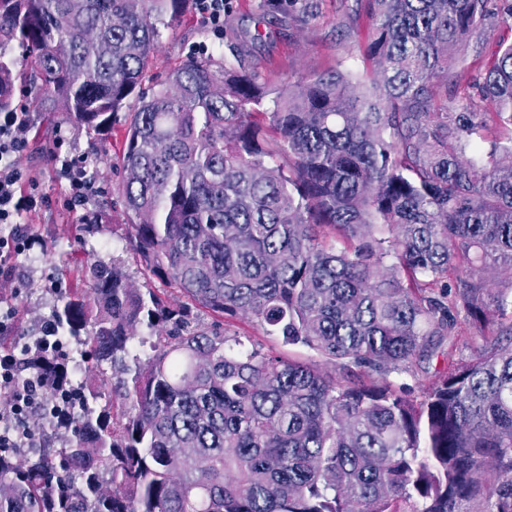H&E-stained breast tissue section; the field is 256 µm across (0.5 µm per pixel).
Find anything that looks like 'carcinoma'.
Listing matches in <instances>:
<instances>
[{
	"mask_svg": "<svg viewBox=\"0 0 512 512\" xmlns=\"http://www.w3.org/2000/svg\"><path fill=\"white\" fill-rule=\"evenodd\" d=\"M185 2L0 0V109L15 42L45 111L108 126ZM358 2L370 91L339 70L283 91L211 54L139 97L128 245L190 304L86 266L56 323L112 377L76 391L66 447L0 452V512H512V42L448 106L463 47L512 0ZM461 313L497 335L418 396L394 384ZM226 323L230 329L239 332L241 336H247L252 343L261 346L266 352H273L285 356L290 355L292 357L307 354L305 350L288 349V347L283 346L274 336H265L263 331L260 328H256L244 314L228 317Z\"/></svg>",
	"mask_w": 512,
	"mask_h": 512,
	"instance_id": "cac0c4a2",
	"label": "carcinoma"
}]
</instances>
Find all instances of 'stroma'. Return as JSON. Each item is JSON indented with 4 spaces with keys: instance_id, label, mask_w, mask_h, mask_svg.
Wrapping results in <instances>:
<instances>
[{
    "instance_id": "obj_1",
    "label": "stroma",
    "mask_w": 512,
    "mask_h": 512,
    "mask_svg": "<svg viewBox=\"0 0 512 512\" xmlns=\"http://www.w3.org/2000/svg\"><path fill=\"white\" fill-rule=\"evenodd\" d=\"M262 2L229 0V21L218 32L210 30L193 8H185L178 20L161 30L142 82L145 93L162 86L186 58L214 51L237 58L277 86L291 77L333 69L349 73L353 83L367 82L363 50L372 36V23L356 0H317L314 17L304 24L297 22L291 0H276L268 10L262 9ZM495 49V39L471 40L462 79L448 88L449 106L461 103L467 82L481 77ZM35 69L32 59L17 67L14 107L33 123L29 150L19 160L23 186L35 189L45 202L24 215L21 227L29 247L17 260L16 277L0 286V304L14 309L9 331L0 336V353L20 352L39 335L42 322L53 318L62 298L79 287L82 269L97 259H118L135 287L174 293L173 287L145 270L133 251L122 248L126 219L121 209L109 206L121 179L128 114L136 110L137 99L127 102L111 129L90 130L69 121L65 113L40 110L30 92ZM56 151L85 168L94 181L93 191L78 209L69 205L70 185L52 158ZM482 342L478 327L462 323L459 335L445 341L443 354L413 366L397 380L421 391L447 362L467 360Z\"/></svg>"
}]
</instances>
